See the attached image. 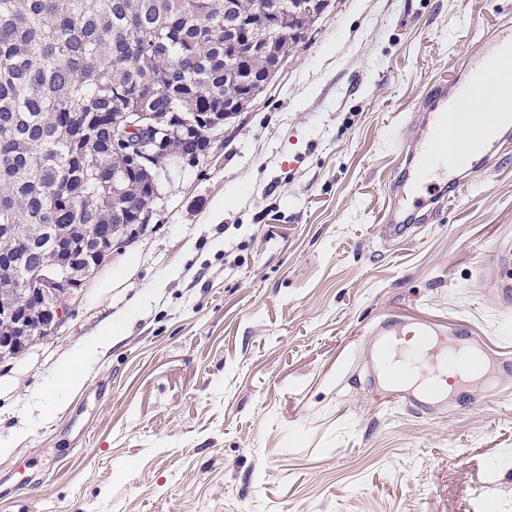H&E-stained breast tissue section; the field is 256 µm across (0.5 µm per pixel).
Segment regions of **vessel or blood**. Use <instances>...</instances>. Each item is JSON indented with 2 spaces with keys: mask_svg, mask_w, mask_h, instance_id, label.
<instances>
[{
  "mask_svg": "<svg viewBox=\"0 0 512 512\" xmlns=\"http://www.w3.org/2000/svg\"><path fill=\"white\" fill-rule=\"evenodd\" d=\"M510 69L512 22L505 20L494 25L477 54L462 58L452 80L430 89L411 120L415 135L400 149L401 173L394 186L396 196L413 210L430 199L445 209L448 199L439 190L440 182L466 169L473 159L492 167L512 161L511 155L498 151L512 142V83L496 79L500 71ZM481 97L493 109L477 121L470 108ZM492 258L504 272L494 281V302L507 310L512 308V238L501 239ZM366 343L376 373L393 389V400L418 415L434 414L448 395L468 397L472 376L512 375V357L489 356L460 318L434 323L392 314L369 327Z\"/></svg>",
  "mask_w": 512,
  "mask_h": 512,
  "instance_id": "1",
  "label": "vessel or blood"
}]
</instances>
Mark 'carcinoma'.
<instances>
[{
	"mask_svg": "<svg viewBox=\"0 0 512 512\" xmlns=\"http://www.w3.org/2000/svg\"><path fill=\"white\" fill-rule=\"evenodd\" d=\"M276 0H0V302L25 292L27 269L52 267L45 246L23 252V224H148L158 198L154 173L126 172L128 196L112 194V116L165 112L169 159L205 155V129L189 136L182 117L252 104L245 86L225 87L228 67L250 74L287 57L307 16L328 0H297L304 11L275 13ZM284 30L254 55L245 27L256 17Z\"/></svg>",
	"mask_w": 512,
	"mask_h": 512,
	"instance_id": "obj_1",
	"label": "carcinoma"
}]
</instances>
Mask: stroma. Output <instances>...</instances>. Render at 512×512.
Listing matches in <instances>:
<instances>
[{
	"mask_svg": "<svg viewBox=\"0 0 512 512\" xmlns=\"http://www.w3.org/2000/svg\"><path fill=\"white\" fill-rule=\"evenodd\" d=\"M508 18L512 0H329L69 320L0 360V477H31L0 512H512V378L422 417L365 361L394 311L465 317L512 355L489 263L512 165L468 172L409 237L381 232L411 116ZM107 319L121 334L82 387L46 400Z\"/></svg>",
	"mask_w": 512,
	"mask_h": 512,
	"instance_id": "stroma-1",
	"label": "stroma"
}]
</instances>
